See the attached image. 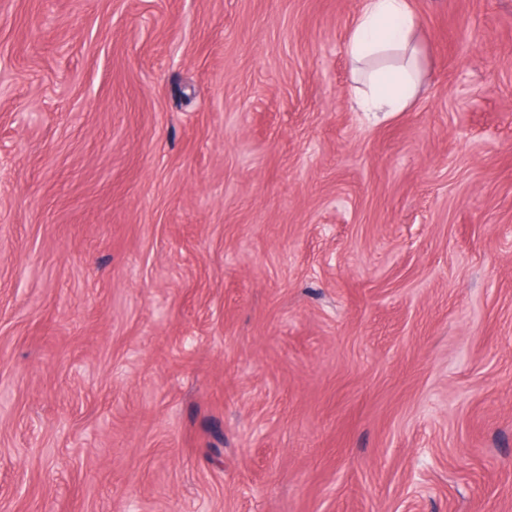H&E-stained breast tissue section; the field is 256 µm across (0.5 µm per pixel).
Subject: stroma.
I'll return each instance as SVG.
<instances>
[{
	"label": "stroma",
	"instance_id": "stroma-1",
	"mask_svg": "<svg viewBox=\"0 0 512 512\" xmlns=\"http://www.w3.org/2000/svg\"><path fill=\"white\" fill-rule=\"evenodd\" d=\"M0 0V512H512V0ZM417 28L410 0H365L346 39V53L368 86L354 98L357 111L404 112L414 101L421 82ZM387 52L408 62H380Z\"/></svg>",
	"mask_w": 512,
	"mask_h": 512
}]
</instances>
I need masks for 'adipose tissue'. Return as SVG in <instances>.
Wrapping results in <instances>:
<instances>
[{
    "instance_id": "ef3b65f1",
    "label": "adipose tissue",
    "mask_w": 512,
    "mask_h": 512,
    "mask_svg": "<svg viewBox=\"0 0 512 512\" xmlns=\"http://www.w3.org/2000/svg\"><path fill=\"white\" fill-rule=\"evenodd\" d=\"M418 19L410 0H365L346 39V53L368 90L357 94L360 112H402L420 88Z\"/></svg>"
}]
</instances>
